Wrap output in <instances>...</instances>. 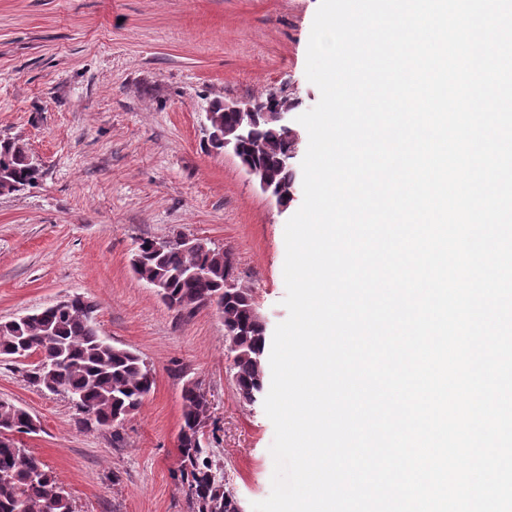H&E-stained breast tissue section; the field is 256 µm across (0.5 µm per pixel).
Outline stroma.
I'll use <instances>...</instances> for the list:
<instances>
[{"label":"stroma","mask_w":512,"mask_h":512,"mask_svg":"<svg viewBox=\"0 0 512 512\" xmlns=\"http://www.w3.org/2000/svg\"><path fill=\"white\" fill-rule=\"evenodd\" d=\"M320 0H0V139L28 145L36 185L0 196V322L80 294L100 333L138 353L155 386L118 434L85 431L68 397L0 359V398L36 417L23 436L76 512H185L176 476L182 392L211 402L208 446L243 512L271 493L274 427L240 399L215 308L168 309L129 266L144 238L187 234L229 248L239 285L274 332L288 312L287 208L237 158L206 147L217 100L271 92L320 100L305 75Z\"/></svg>","instance_id":"obj_1"}]
</instances>
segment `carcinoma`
<instances>
[{
	"mask_svg": "<svg viewBox=\"0 0 512 512\" xmlns=\"http://www.w3.org/2000/svg\"><path fill=\"white\" fill-rule=\"evenodd\" d=\"M212 131L224 133L234 115L221 103L211 106ZM298 147L274 123H260L243 143L240 162L257 169L274 184L290 186L292 171L283 165L285 154ZM27 144L7 138L0 144V194L10 195L35 185L41 169L28 162ZM184 249L170 245L156 249L152 239L140 240L130 263L134 276L144 283L160 281L163 301L179 311L194 312L214 305L224 322L231 371L238 395L255 401L264 389L260 355L266 343V324L252 294L245 288H226L234 276L232 253L206 238L195 237ZM201 268L203 273L190 271ZM97 305L79 295L55 308L45 307L26 320L0 322V358L15 360L34 356L26 370L27 382L41 390L76 397L84 430L110 429L119 435V420L140 408L154 385L144 360L134 351L112 345L100 334L94 316ZM200 386L188 383L183 394V432L179 446L178 481L186 512H243L239 500L224 488L222 467L209 448L196 438V427L208 418L207 400ZM30 435L31 415L12 402L0 403V512H75L71 496L50 468L17 438L3 432Z\"/></svg>",
	"mask_w": 512,
	"mask_h": 512,
	"instance_id": "obj_1",
	"label": "carcinoma"
}]
</instances>
